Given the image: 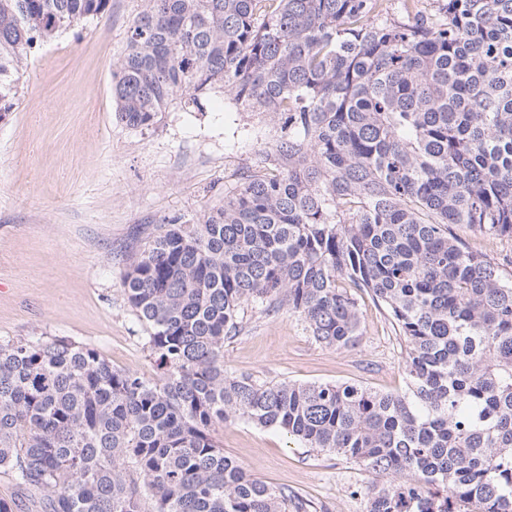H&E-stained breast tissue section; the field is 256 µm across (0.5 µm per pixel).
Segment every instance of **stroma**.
I'll list each match as a JSON object with an SVG mask.
<instances>
[{
  "mask_svg": "<svg viewBox=\"0 0 512 512\" xmlns=\"http://www.w3.org/2000/svg\"><path fill=\"white\" fill-rule=\"evenodd\" d=\"M138 5L110 0L102 17L33 49L14 109L0 121V342L67 338L152 377L156 365L122 289L128 259L168 217L196 224L221 206L276 129L264 113L235 111L221 92L200 112L170 108L146 133L118 122L112 64ZM359 307L363 335L345 349L315 342L297 316L253 314L225 341L224 367L262 382L404 391L403 338L369 297ZM217 439L249 473L313 512L364 510L350 490L372 477L342 456L242 419Z\"/></svg>",
  "mask_w": 512,
  "mask_h": 512,
  "instance_id": "35a3bbf8",
  "label": "stroma"
}]
</instances>
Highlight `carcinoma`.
<instances>
[{
  "mask_svg": "<svg viewBox=\"0 0 512 512\" xmlns=\"http://www.w3.org/2000/svg\"><path fill=\"white\" fill-rule=\"evenodd\" d=\"M112 70L140 132L222 91L277 136L198 224L168 218L122 278L160 374L0 342V473L31 512H308L219 445L237 419L385 482L364 512H512V275L452 232L512 241V0H141ZM109 0H0V120L31 51ZM407 343V390L224 369L244 308L334 348L358 296Z\"/></svg>",
  "mask_w": 512,
  "mask_h": 512,
  "instance_id": "1",
  "label": "carcinoma"
}]
</instances>
